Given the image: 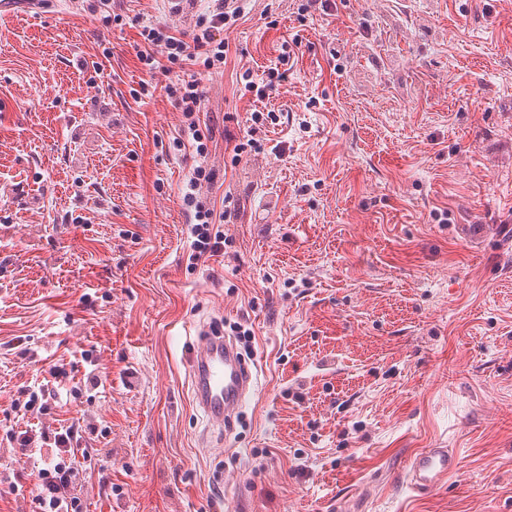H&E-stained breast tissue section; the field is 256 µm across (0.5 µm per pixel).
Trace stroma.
<instances>
[{
	"label": "stroma",
	"instance_id": "obj_1",
	"mask_svg": "<svg viewBox=\"0 0 512 512\" xmlns=\"http://www.w3.org/2000/svg\"><path fill=\"white\" fill-rule=\"evenodd\" d=\"M95 2L0 18V477L34 468L6 433L77 423L88 512H512V0H247L200 114L202 190L239 217L195 264L169 78L132 91L142 26L208 4ZM256 110L279 120L232 165ZM237 324L258 388L226 432L188 353ZM57 362L79 394L16 410ZM425 448L458 468L419 495Z\"/></svg>",
	"mask_w": 512,
	"mask_h": 512
}]
</instances>
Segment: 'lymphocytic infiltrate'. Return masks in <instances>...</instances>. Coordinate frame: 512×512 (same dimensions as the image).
I'll use <instances>...</instances> for the list:
<instances>
[{"label":"lymphocytic infiltrate","instance_id":"1","mask_svg":"<svg viewBox=\"0 0 512 512\" xmlns=\"http://www.w3.org/2000/svg\"><path fill=\"white\" fill-rule=\"evenodd\" d=\"M210 2L207 13L199 16L188 31L174 34L161 25L143 26L140 35L144 48L137 54L147 72L159 70L175 75L169 92L175 97L195 151L202 158L207 156L208 146L200 129L199 114L204 109L205 96L199 72L224 68L229 53L226 33L244 16L240 0ZM213 179L210 170L197 166L183 197L193 237V257L197 260L218 255L224 247V234L216 226L226 220V213L216 212L196 194L201 183ZM16 442L18 454L41 462L31 490L38 512H83L78 476L92 457L81 448L77 427L45 429L36 437L25 433L17 436Z\"/></svg>","mask_w":512,"mask_h":512}]
</instances>
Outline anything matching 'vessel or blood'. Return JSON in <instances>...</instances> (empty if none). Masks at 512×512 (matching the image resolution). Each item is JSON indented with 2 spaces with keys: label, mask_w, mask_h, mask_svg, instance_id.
I'll list each match as a JSON object with an SVG mask.
<instances>
[{
  "label": "vessel or blood",
  "mask_w": 512,
  "mask_h": 512,
  "mask_svg": "<svg viewBox=\"0 0 512 512\" xmlns=\"http://www.w3.org/2000/svg\"><path fill=\"white\" fill-rule=\"evenodd\" d=\"M193 398L212 422L230 425L256 389L254 365L244 360L233 342L207 334L189 354ZM456 468L446 448H426L409 463L407 485L412 492L429 493L441 486Z\"/></svg>",
  "instance_id": "b4317fda"
}]
</instances>
